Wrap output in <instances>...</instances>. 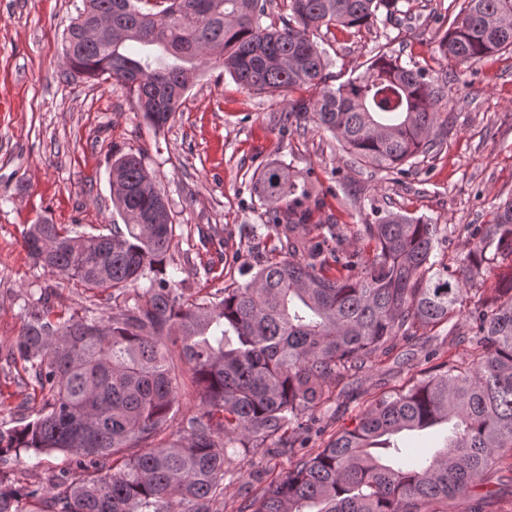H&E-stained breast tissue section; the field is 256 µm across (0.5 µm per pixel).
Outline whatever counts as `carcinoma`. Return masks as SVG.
Listing matches in <instances>:
<instances>
[{
  "mask_svg": "<svg viewBox=\"0 0 512 512\" xmlns=\"http://www.w3.org/2000/svg\"><path fill=\"white\" fill-rule=\"evenodd\" d=\"M401 0H288L282 26L265 24V0H83L62 42L64 74L112 82L136 94L144 119L164 128L195 63L216 60L257 93L300 86L310 100L288 116L331 132L357 161L404 173L427 154L448 120L444 87L424 69L385 53L335 88L312 39L332 25L373 26ZM512 0H462L448 18L441 53L461 66L512 50ZM112 20V38L83 31ZM112 200L123 224L108 234L41 221L25 246L35 264L112 302L107 319L57 312L49 292L28 300L10 354L44 402L25 424L0 430V512H224V476L251 464L267 440L288 452L277 482L236 512H486L497 479L512 484V197L488 224L465 227L462 272L497 270L494 287L464 308L457 271L434 260L448 227L388 213L358 229L369 245L340 256L325 250L338 225L312 223L313 183L280 164L261 173L266 198H288L272 225L246 224L250 239L277 244L257 253V271L222 297L167 270L182 236L155 177L130 152L112 162ZM146 280L148 286L138 287ZM468 322L467 357L420 372L374 403L351 429L315 451L296 430L330 407L325 384L340 385L420 332ZM188 365L199 411L166 444L158 435L179 411V364ZM441 428L444 446L418 464L403 461L407 432ZM60 451L70 468L29 484L6 464L21 452ZM89 473L77 478L74 471Z\"/></svg>",
  "mask_w": 512,
  "mask_h": 512,
  "instance_id": "carcinoma-1",
  "label": "carcinoma"
}]
</instances>
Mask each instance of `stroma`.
<instances>
[{
  "mask_svg": "<svg viewBox=\"0 0 512 512\" xmlns=\"http://www.w3.org/2000/svg\"><path fill=\"white\" fill-rule=\"evenodd\" d=\"M449 2L402 0L400 13L371 28L332 26L314 35L328 61L329 86L363 72L380 52L417 64L444 86L440 111L451 116V132L419 164L396 174L358 163L311 122L284 121L289 101L313 98V91L257 94L209 61L198 64L174 119L154 130L129 90L64 77L63 34L82 0H0V428L34 420L43 407L9 359L26 292L53 289L66 311L112 312L111 304L36 266L23 234L42 218L94 234L120 223L110 187L116 155L143 153L182 229L167 268L207 295L250 281L258 244L243 227L287 206L259 198L260 175L276 161L296 182L315 180L313 219L340 224L337 248H363L359 225L401 211L447 225L436 253L458 268L468 250L465 225L488 223L494 204L512 197V51L468 67L443 57ZM436 347L458 358L468 352L467 344L426 337L399 345L346 388L328 382L336 413L311 434L309 447L353 427L373 400L418 377L425 351Z\"/></svg>",
  "mask_w": 512,
  "mask_h": 512,
  "instance_id": "35a3bbf8",
  "label": "stroma"
}]
</instances>
